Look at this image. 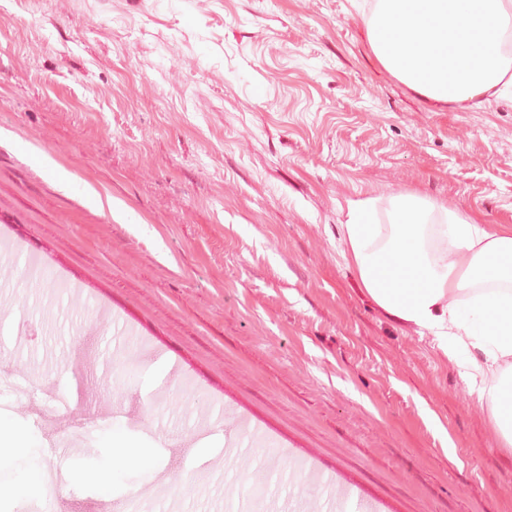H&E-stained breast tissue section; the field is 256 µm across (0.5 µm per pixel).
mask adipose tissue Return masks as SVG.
<instances>
[{
  "instance_id": "ef3b65f1",
  "label": "adipose tissue",
  "mask_w": 512,
  "mask_h": 512,
  "mask_svg": "<svg viewBox=\"0 0 512 512\" xmlns=\"http://www.w3.org/2000/svg\"><path fill=\"white\" fill-rule=\"evenodd\" d=\"M376 0L369 18L378 62L436 107L481 110L512 88V56L488 57L476 37L512 31V0ZM350 202L344 255L365 294L401 325L429 331L468 374L490 377L500 444L512 451V225L489 228L461 208L411 191Z\"/></svg>"
}]
</instances>
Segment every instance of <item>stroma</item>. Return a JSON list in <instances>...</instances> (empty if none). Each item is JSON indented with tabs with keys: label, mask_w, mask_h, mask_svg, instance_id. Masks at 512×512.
Here are the masks:
<instances>
[{
	"label": "stroma",
	"mask_w": 512,
	"mask_h": 512,
	"mask_svg": "<svg viewBox=\"0 0 512 512\" xmlns=\"http://www.w3.org/2000/svg\"><path fill=\"white\" fill-rule=\"evenodd\" d=\"M111 198L105 211L86 195ZM417 191L512 225V94L428 106L349 0H0V412L95 417L68 512L117 460L143 512H512L489 380L343 258L350 201ZM107 442L113 448L125 450L122 460L128 465L135 466L143 471L156 472L161 468V462L158 456L151 448L134 446L129 442L127 433L123 429L113 428L107 438Z\"/></svg>",
	"instance_id": "35a3bbf8"
}]
</instances>
